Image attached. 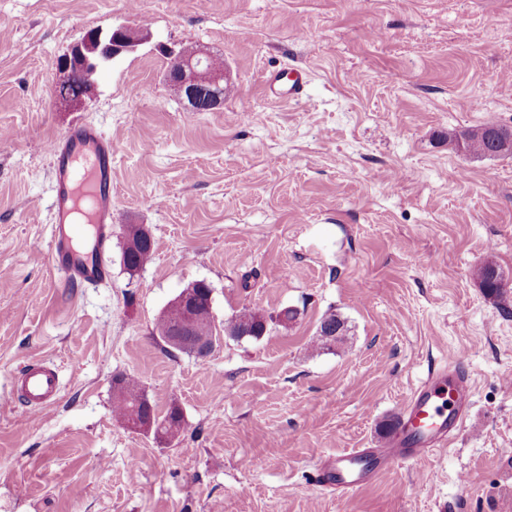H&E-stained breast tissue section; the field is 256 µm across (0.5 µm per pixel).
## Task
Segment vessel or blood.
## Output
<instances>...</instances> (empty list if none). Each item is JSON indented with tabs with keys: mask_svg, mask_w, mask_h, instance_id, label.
<instances>
[{
	"mask_svg": "<svg viewBox=\"0 0 512 512\" xmlns=\"http://www.w3.org/2000/svg\"><path fill=\"white\" fill-rule=\"evenodd\" d=\"M307 84L304 70L270 75L265 90L279 101L301 98ZM53 195L51 263L75 285L95 286L109 271L101 256L111 240L112 140L96 125L72 126L49 146ZM60 390L56 366L35 360L14 376L13 392L29 414L54 404ZM473 385L457 356L428 374L412 391L391 434L375 448H354L322 460L317 473L325 488L351 493L373 483L401 463H416L446 447L460 433L469 415Z\"/></svg>",
	"mask_w": 512,
	"mask_h": 512,
	"instance_id": "1",
	"label": "vessel or blood"
}]
</instances>
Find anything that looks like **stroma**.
Instances as JSON below:
<instances>
[{"label": "stroma", "mask_w": 512, "mask_h": 512, "mask_svg": "<svg viewBox=\"0 0 512 512\" xmlns=\"http://www.w3.org/2000/svg\"><path fill=\"white\" fill-rule=\"evenodd\" d=\"M121 25L147 40L57 106L61 57ZM164 45L223 58L235 96L194 110ZM510 65L512 0H0V512H512V156L454 140L512 128ZM293 67L304 96L271 102L264 74ZM80 122L112 140L94 288L50 260L48 148ZM130 224L154 241L135 271ZM487 262L500 295L473 278ZM195 281L216 328L250 309L264 336L165 352L155 322ZM331 311L347 332L321 348ZM451 352L474 386L458 440L348 495L316 486ZM35 359L62 390L32 417L8 394ZM121 376L179 409L177 437L124 425ZM508 130L496 124H487L478 130H467L455 135L458 144L462 143L463 147L474 155L494 156L498 150L496 144L497 131ZM146 239L151 243H146L137 250L130 251ZM153 252L154 242L151 241L150 233L146 228L142 227V231L136 232L130 227H126L123 235V262L129 270L144 267L152 259Z\"/></svg>", "instance_id": "obj_1"}]
</instances>
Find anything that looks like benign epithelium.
<instances>
[{"label":"benign epithelium","mask_w":512,"mask_h":512,"mask_svg":"<svg viewBox=\"0 0 512 512\" xmlns=\"http://www.w3.org/2000/svg\"><path fill=\"white\" fill-rule=\"evenodd\" d=\"M101 35L100 31L93 34L87 32L71 46L69 53L60 61L59 70L62 79L57 88L60 89L68 84L72 66L87 64L89 55L99 50ZM144 39L143 30L130 26H118L112 29V44L108 45V48L112 49L113 56L118 57L134 50ZM168 55L174 63V69L168 70L167 73L169 82L176 84L181 92L188 94L192 100L196 98L198 89L206 88L211 93L207 101L208 108L211 109L220 104L225 68L214 66L212 58L202 56L195 51L171 49ZM146 239H151L147 229L137 232L128 227L123 235V250L128 252ZM194 305V284L191 283L172 301L168 313L173 325L169 339L170 346L177 350L188 351L195 356L207 353L209 345L205 337L196 334V317L189 313ZM126 425L138 432H152L154 420L150 403L146 402L133 408L127 417Z\"/></svg>","instance_id":"7a95c632"}]
</instances>
